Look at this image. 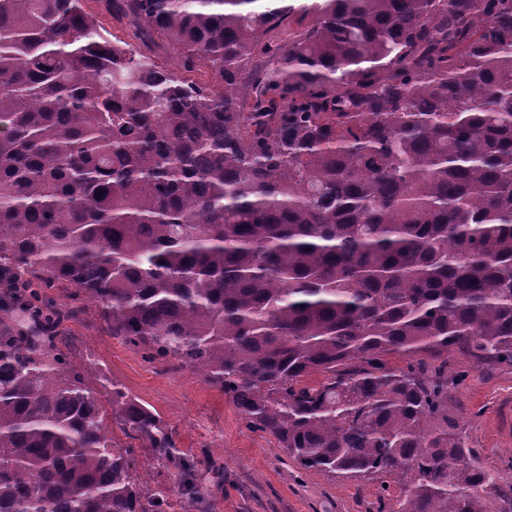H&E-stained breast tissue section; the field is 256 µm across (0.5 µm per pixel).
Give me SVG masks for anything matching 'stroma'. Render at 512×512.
Wrapping results in <instances>:
<instances>
[{
  "instance_id": "1",
  "label": "stroma",
  "mask_w": 512,
  "mask_h": 512,
  "mask_svg": "<svg viewBox=\"0 0 512 512\" xmlns=\"http://www.w3.org/2000/svg\"><path fill=\"white\" fill-rule=\"evenodd\" d=\"M66 336V351L88 376L104 410L112 408L113 384H122L160 415L177 448L216 462L217 472L199 473L203 496L193 512H377L376 483L297 467L272 436L247 427L223 392L174 362L148 360L142 348L113 335L95 307L70 323ZM448 368L469 373L448 402L467 445L501 481L512 483V367L486 373L456 354ZM137 476L143 489L167 492L169 512H184L186 498L172 468L143 451Z\"/></svg>"
}]
</instances>
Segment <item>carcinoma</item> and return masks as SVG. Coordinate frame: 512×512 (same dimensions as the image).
Wrapping results in <instances>:
<instances>
[{
  "mask_svg": "<svg viewBox=\"0 0 512 512\" xmlns=\"http://www.w3.org/2000/svg\"><path fill=\"white\" fill-rule=\"evenodd\" d=\"M86 2L0 0V512L170 508L61 285L379 512H512L448 410L449 355L512 366V0H100L134 43Z\"/></svg>",
  "mask_w": 512,
  "mask_h": 512,
  "instance_id": "cac0c4a2",
  "label": "carcinoma"
}]
</instances>
